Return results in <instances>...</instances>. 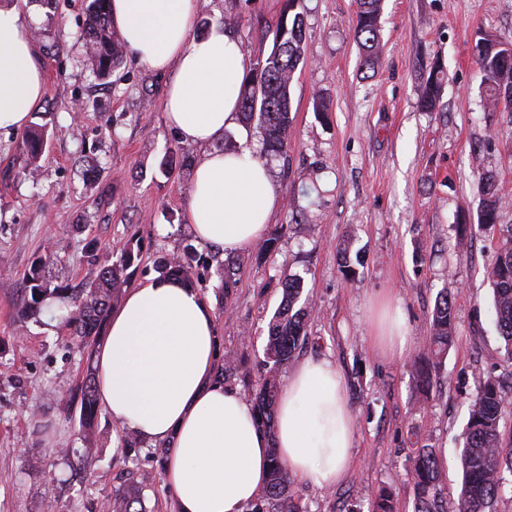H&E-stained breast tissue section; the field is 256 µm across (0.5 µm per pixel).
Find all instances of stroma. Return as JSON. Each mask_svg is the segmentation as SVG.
Instances as JSON below:
<instances>
[{"instance_id": "obj_1", "label": "stroma", "mask_w": 512, "mask_h": 512, "mask_svg": "<svg viewBox=\"0 0 512 512\" xmlns=\"http://www.w3.org/2000/svg\"><path fill=\"white\" fill-rule=\"evenodd\" d=\"M27 17L46 91L31 123L47 145L34 174L22 166V135L0 129V512H101L130 470L151 473L145 491L155 512H173L154 446L130 459L105 412L80 425L78 389L94 357L52 308L23 317L26 278L35 264L53 285L72 289L112 263V247L142 238L130 284L154 275L159 257L194 237L184 221L200 147L165 122L166 77L125 55L107 81L84 65L88 0H17ZM285 0H198L194 32L233 30L250 56L268 53ZM354 0H304L305 62L291 87L293 125L286 156L264 151L258 125L228 128L216 149H248L268 166L285 203L264 233L274 245L239 250L237 288L224 296L216 274L201 291L214 307L220 354L240 368L243 388L263 375L267 324L280 283L304 279L315 310L296 361L326 359L342 374L354 418L343 478L323 489L291 479L299 512H370L378 487L391 488L395 512H414L408 476L416 448L440 449L441 489L454 505L461 485L458 436L487 376L512 385V365L492 314L485 271L498 232L479 230V175L492 173L499 221L512 224V112L482 105L471 54L478 30L512 41V0H384L383 54L373 77L361 69ZM440 58L447 70L437 112L418 107V64ZM331 112L317 119L314 96ZM470 224L459 256V216ZM352 239L363 259L341 272L338 245ZM449 290L456 339L433 374L428 395L415 388L430 313ZM408 318L405 352L374 337L383 308ZM91 456H84V448Z\"/></svg>"}]
</instances>
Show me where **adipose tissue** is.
<instances>
[{
	"label": "adipose tissue",
	"instance_id": "adipose-tissue-1",
	"mask_svg": "<svg viewBox=\"0 0 512 512\" xmlns=\"http://www.w3.org/2000/svg\"><path fill=\"white\" fill-rule=\"evenodd\" d=\"M197 5L112 0L111 14L130 53L167 74L169 127L204 149L186 222L199 244L228 252L261 238L283 199L249 151L213 147L238 119L249 56L225 27L194 37ZM44 94L25 17L17 6H2L0 128L23 129ZM218 365L212 303L200 289L158 275L127 290L95 355L98 402L120 433L167 448L163 482L176 512H243L266 485L272 445L293 477L334 487L353 446V416L335 365L308 360L291 372L272 441L250 403L218 378Z\"/></svg>",
	"mask_w": 512,
	"mask_h": 512
}]
</instances>
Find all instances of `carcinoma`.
Instances as JSON below:
<instances>
[{"instance_id":"carcinoma-1","label":"carcinoma","mask_w":512,"mask_h":512,"mask_svg":"<svg viewBox=\"0 0 512 512\" xmlns=\"http://www.w3.org/2000/svg\"><path fill=\"white\" fill-rule=\"evenodd\" d=\"M303 0H286L274 31L273 46L266 55L257 57L239 93L240 120L248 125L257 120L262 130L266 150L273 155L287 153L293 118L290 88L298 66L305 62V22L301 12ZM355 39L360 50L361 66L373 70L383 51L380 18L383 0H355ZM86 34L90 52L87 64L98 79H105L120 66L123 45L112 26L109 0H89ZM505 41L498 35L480 30L475 35L472 56L482 74L484 97L491 111L512 103V52L507 54ZM421 93L418 106L424 112L438 108L444 67L439 58L423 64L419 72ZM22 169L30 170L44 146V131L27 130L22 137ZM482 200L477 214L481 229L497 226L499 218L498 187L494 176L481 175ZM499 227V226H497ZM142 242L131 237L113 251L117 260L102 268L95 279L87 283L84 293L71 298L73 308L62 316L70 334L90 347L97 342L112 308L121 300L128 283L126 271L142 257ZM204 259L188 244L182 253L157 260L155 270L190 286L205 280L201 271L215 268L224 296L233 293L237 284L239 262L232 256L215 260ZM42 265L33 267L27 276L30 301L29 311L36 313L49 300L67 298L68 289L51 288L43 278ZM487 278L493 287V315L499 336L505 343V358L512 362V225L500 226L496 258L487 269ZM304 280L298 276L285 279L282 299L268 323L264 348L265 375L257 385H249L261 427L273 434L274 413L278 397L277 375L293 357L298 345L307 339L308 324L313 308L299 304ZM429 344L424 364L416 372V382L429 388L431 368L447 356L455 339V320L448 292L436 300L430 315ZM512 405L503 383L496 377H487L470 403L468 422L460 434V464L462 484L453 512H490V508L504 486V471L512 473V445H503L499 423L502 412ZM84 426L91 425L97 412L96 386L92 380L84 382L80 401ZM270 468L262 496L250 507V512H294L290 504L287 465L281 460L275 446H270ZM410 478L416 494V512H445L437 468L436 449L424 446L411 459ZM149 481L146 473L140 475L135 487L116 489L108 502L115 512H147L142 495Z\"/></svg>"}]
</instances>
